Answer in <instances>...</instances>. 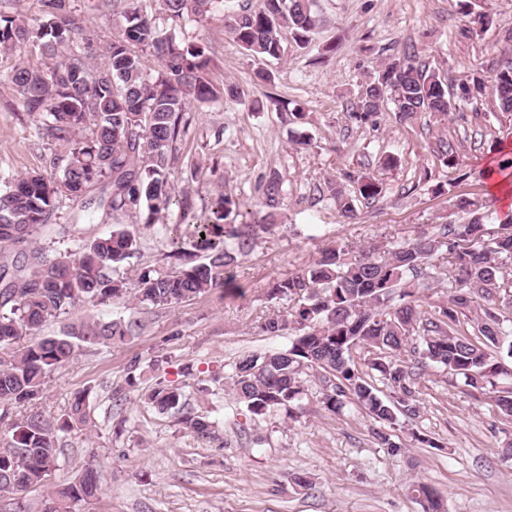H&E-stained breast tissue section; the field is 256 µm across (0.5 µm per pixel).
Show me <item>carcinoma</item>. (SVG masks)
Returning a JSON list of instances; mask_svg holds the SVG:
<instances>
[{"mask_svg": "<svg viewBox=\"0 0 512 512\" xmlns=\"http://www.w3.org/2000/svg\"><path fill=\"white\" fill-rule=\"evenodd\" d=\"M119 32L100 49L92 27L78 20L69 0H45L46 12L36 24L19 15L0 13V52L32 48L38 62L22 61L0 74L12 85L25 111L36 115L39 138L54 146L50 172L33 171L3 178L0 188V493L14 501V512H29L28 494L47 485L60 467V448L74 430L92 431L89 394L73 396L58 417L46 416L42 398L48 379L83 352L124 344L137 335L133 316L109 320L83 312L87 304L108 305L130 300L139 314L162 311L213 292L233 279L237 256L252 251L262 235L279 225L246 224L226 230L233 202L219 197L202 204L210 220L198 224L190 248L183 246L178 227L171 229L178 261L174 271L153 265L132 268L139 253L138 227L150 228L176 205L188 216L192 205L176 193L169 174L176 161V143L188 130L191 102L216 97L207 78L206 47L185 43L175 29L162 30L157 16L174 25L214 10L224 14V32L261 64L279 60L286 51L283 31L295 46L307 47L322 23L315 0H156V14L143 13L139 0H124ZM163 72L152 78L145 55ZM102 63H97L99 57ZM499 111L512 113V64L490 79ZM483 87L459 86L460 94L419 63L415 49L377 66L360 85L349 117L366 123L393 104L404 122L421 112L446 116L454 98L468 102ZM356 193L372 200L381 187L368 175L356 179ZM329 188L345 218L354 216L355 198L334 181ZM85 212L95 208L111 230L49 254L38 245L62 201ZM459 209L477 218L457 226L394 245L377 256V248L357 252L343 245L321 251L309 265L269 282L267 297L287 300L292 307L260 325L266 336H288V348L238 357L225 380L236 403L252 416L288 408L306 395L303 375L322 383L324 412L336 414L357 403L381 426V444L396 447L391 434L399 417L414 415L413 365L397 357L409 343L420 359L443 367L477 390L496 388L502 374L500 350L512 358L509 318L496 307L475 311L506 285L504 260L512 259V230L487 239L482 205L460 197ZM134 216L137 224L124 223ZM448 246L456 288L448 301L424 311L414 299L423 266ZM204 261L195 260L197 252ZM400 303L391 307L394 299ZM473 314L475 336L458 333L459 316ZM61 320L59 333L36 336L48 320ZM34 340L19 345L23 336ZM366 352L365 367L397 394L381 398L360 371L356 350ZM143 403L175 418L198 437L215 433L216 422L194 414L183 391L158 379L142 395ZM103 476L89 464L73 480L56 484L42 501L41 512H73V506L102 493ZM427 504L426 512H442L434 490L413 486Z\"/></svg>", "mask_w": 512, "mask_h": 512, "instance_id": "cac0c4a2", "label": "carcinoma"}]
</instances>
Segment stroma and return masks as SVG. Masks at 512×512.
I'll use <instances>...</instances> for the list:
<instances>
[{
	"label": "stroma",
	"mask_w": 512,
	"mask_h": 512,
	"mask_svg": "<svg viewBox=\"0 0 512 512\" xmlns=\"http://www.w3.org/2000/svg\"><path fill=\"white\" fill-rule=\"evenodd\" d=\"M325 25L307 49L270 62L272 82L224 32L211 14L177 28L178 37L208 48L214 102L190 105L189 127L177 143L172 179L194 205L188 218L170 209L161 224L142 230L133 265H161L171 251L165 227L179 224L183 237L207 223L203 201L236 203L240 224L279 223L257 247L239 257L231 289H221L147 315L143 330L124 345L86 352L54 373L42 401L59 415L73 393L89 394L92 432H71L55 481L74 479L88 463L104 475L98 498L76 512H423L408 490L429 485L445 512H512V417L490 395L464 385L442 368L423 364L412 386L417 415L401 418L392 446L380 444L364 410L348 404L325 413L318 381H308L294 414L280 409L255 419L236 406L228 387L211 382L213 371L240 355L283 348L284 336L258 325L286 311L266 297L269 281L308 265L337 244L361 248L401 244L442 224L468 222L455 206L464 195L486 203L487 235L500 234L512 208L492 200L483 172L512 176V116L490 96L460 103L448 116L420 114L396 121L385 105L375 121L357 125L348 112L365 75L379 63L415 47L428 69L449 87L478 75L491 77L512 59V0H318ZM484 14L488 26L471 24ZM233 84L241 97L229 96ZM264 102L263 109L251 106ZM302 107L303 121L291 112ZM308 146H300V139ZM452 142L459 164L442 165L440 142ZM52 148L38 139L36 118L25 112L13 88L0 82V175L43 169ZM394 157L385 165L386 157ZM369 175L377 199L356 198L353 218L336 208L329 180L349 184ZM278 178L277 206L267 204L266 184ZM67 236L41 233L49 252L73 239L105 232L98 216H75L73 204L55 214ZM162 376L183 386L195 413L217 419L213 437L202 439L174 418L144 407L139 396ZM137 385L115 405L113 386L127 377ZM431 438L435 447L422 445ZM311 484L296 485V476Z\"/></svg>",
	"instance_id": "1"
}]
</instances>
